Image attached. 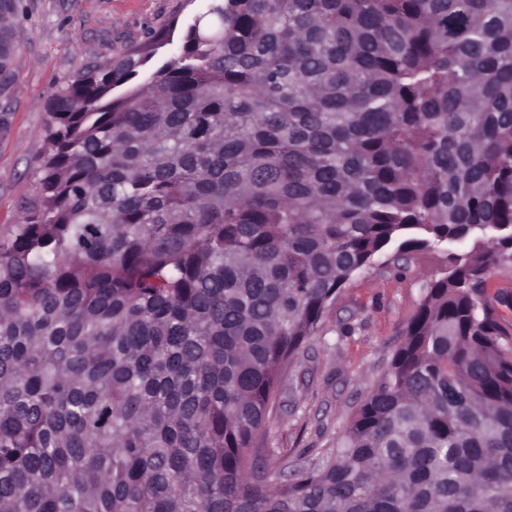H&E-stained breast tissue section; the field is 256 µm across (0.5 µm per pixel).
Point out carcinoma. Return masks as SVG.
Listing matches in <instances>:
<instances>
[{
	"mask_svg": "<svg viewBox=\"0 0 512 512\" xmlns=\"http://www.w3.org/2000/svg\"><path fill=\"white\" fill-rule=\"evenodd\" d=\"M0 0V90L14 18ZM70 77L0 233V512H512V0H209ZM444 258L336 446L284 373L385 257ZM485 299L500 325L512 336V265L496 268L487 277Z\"/></svg>",
	"mask_w": 512,
	"mask_h": 512,
	"instance_id": "cac0c4a2",
	"label": "carcinoma"
}]
</instances>
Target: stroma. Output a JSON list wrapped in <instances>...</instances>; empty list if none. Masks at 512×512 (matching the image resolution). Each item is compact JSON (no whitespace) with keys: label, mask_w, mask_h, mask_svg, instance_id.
<instances>
[{"label":"stroma","mask_w":512,"mask_h":512,"mask_svg":"<svg viewBox=\"0 0 512 512\" xmlns=\"http://www.w3.org/2000/svg\"><path fill=\"white\" fill-rule=\"evenodd\" d=\"M205 6L206 0H27L16 25L14 79L0 96V109L12 114L9 134L0 137V231L17 222L36 194L47 107L63 82L87 65L109 62L150 29L173 20L186 27ZM441 261L439 253H417L402 277L377 264L341 290L282 381L281 409L267 435L281 459L295 465L302 451L335 446ZM485 299L512 335V265L490 272Z\"/></svg>","instance_id":"stroma-1"}]
</instances>
